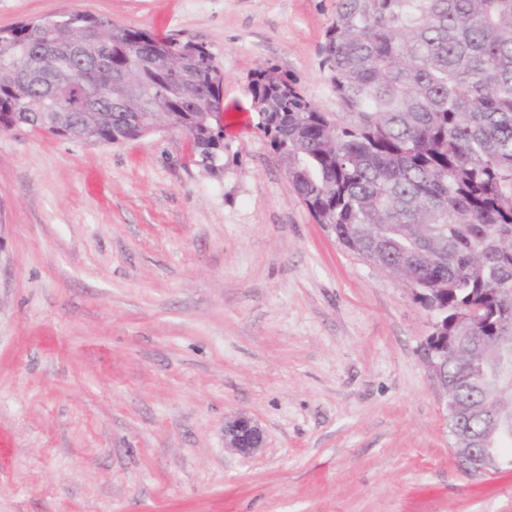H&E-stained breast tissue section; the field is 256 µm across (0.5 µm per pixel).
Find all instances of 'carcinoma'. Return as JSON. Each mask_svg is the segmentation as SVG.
I'll list each match as a JSON object with an SVG mask.
<instances>
[{
    "label": "carcinoma",
    "instance_id": "1",
    "mask_svg": "<svg viewBox=\"0 0 512 512\" xmlns=\"http://www.w3.org/2000/svg\"><path fill=\"white\" fill-rule=\"evenodd\" d=\"M161 46L183 63L165 71ZM25 48L68 71L49 96L16 77ZM340 115L321 111L275 65L251 74L258 125L318 224L371 265L405 281L435 316V336L482 307L477 336L512 332V0H338L319 48ZM98 97L95 138L138 137L154 113L190 139L194 162L223 167L224 71L203 43L158 37L85 12L0 31V118L60 134L47 118L77 86ZM448 363V392H484L493 357Z\"/></svg>",
    "mask_w": 512,
    "mask_h": 512
}]
</instances>
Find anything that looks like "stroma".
Segmentation results:
<instances>
[{
  "label": "stroma",
  "instance_id": "obj_1",
  "mask_svg": "<svg viewBox=\"0 0 512 512\" xmlns=\"http://www.w3.org/2000/svg\"><path fill=\"white\" fill-rule=\"evenodd\" d=\"M73 11L210 48L224 168L172 130L0 131V512H512L511 474L456 465L431 315L315 223L258 127L267 64L336 111V0H0V29ZM225 447L243 457H252L264 448L263 430L246 415H238L224 424Z\"/></svg>",
  "mask_w": 512,
  "mask_h": 512
}]
</instances>
